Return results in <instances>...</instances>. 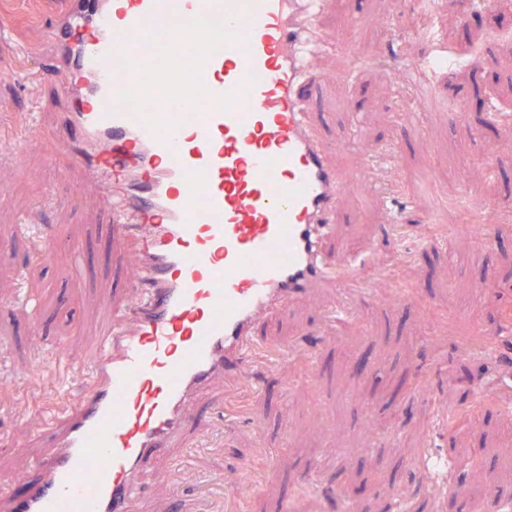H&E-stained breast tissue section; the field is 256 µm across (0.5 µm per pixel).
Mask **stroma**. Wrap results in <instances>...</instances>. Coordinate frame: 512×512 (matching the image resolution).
Masks as SVG:
<instances>
[{
	"label": "stroma",
	"instance_id": "obj_1",
	"mask_svg": "<svg viewBox=\"0 0 512 512\" xmlns=\"http://www.w3.org/2000/svg\"><path fill=\"white\" fill-rule=\"evenodd\" d=\"M16 16L13 39L0 41V113L38 108L42 122L54 118L52 94L45 83L16 78L15 47L26 43L31 62L44 45L41 28L48 20V0H0V12ZM450 34L459 52L469 53L440 82L441 106L398 137L399 114L412 112L404 90L407 66L428 51L424 41L404 40L400 31L414 23ZM324 31L338 36L354 53L395 61L394 69L368 68L337 82L344 57L335 49L317 55L312 66L320 76L308 94L313 121L332 146L331 165L349 176L338 199L336 234L324 253L348 261L372 290L350 317L329 326L327 315L336 298L328 288H309L281 315L260 324L257 339L268 345L306 336L315 347L313 362L289 361L263 380L267 396L256 397L253 418L243 420L217 457L225 484L239 482L257 444L277 455L260 488H245L249 512H278L282 499H296L298 512H328L323 497H298V485L313 465L342 457V468L322 472L333 488L362 486L360 512H383L402 505L405 512H475L473 487L491 485L496 498L484 512H512V468L501 449L512 445V412L502 404L512 399V362L494 357L476 361L462 354L456 339L473 324L498 328L504 310H512V122L495 128L477 120L485 97L512 98V44L502 33L512 31V7L494 4L473 10L471 0H433L425 16L415 14L414 0H330L321 20ZM397 149L395 161H379L369 181L353 183L363 158ZM439 182L463 184L474 206L490 224L493 245H480L473 226H461L449 239H437L412 265L415 302L391 300L381 269L395 248L389 216L393 201L379 196L376 185L398 184L412 192L411 173ZM82 176L59 173L36 133H28L26 154L15 160L0 147V434L13 435L39 452L44 443L43 415L75 399V392L34 387L17 374L39 357L46 344L66 339L68 359L81 362L100 314L99 299L109 293L110 263L103 252H121L124 265L135 264L116 240L98 233L106 221V204L93 190L80 202L69 197ZM52 187L55 203L41 219L58 248L44 273H29L25 259H36L37 243L24 232L36 196ZM85 248L91 276L75 275L70 249ZM43 336L28 333L31 318ZM367 370H358L359 358ZM474 410L475 431L448 428L449 407ZM398 416V436L370 433L373 421ZM452 456L447 478L427 476L412 463L417 454ZM166 454L145 464L144 512H170L166 484L171 473Z\"/></svg>",
	"mask_w": 512,
	"mask_h": 512
}]
</instances>
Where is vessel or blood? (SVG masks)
Segmentation results:
<instances>
[{
    "label": "vessel or blood",
    "mask_w": 512,
    "mask_h": 512,
    "mask_svg": "<svg viewBox=\"0 0 512 512\" xmlns=\"http://www.w3.org/2000/svg\"><path fill=\"white\" fill-rule=\"evenodd\" d=\"M326 0H56L43 32L58 116L41 129L61 170L78 169L112 206L99 232L138 260L122 311L102 299L88 356L63 371L59 345L26 382L66 372L79 386L49 428L24 496L0 512H142V466L172 447L212 380L256 387L286 352L253 344L259 320L308 285L340 305L369 295L322 243L344 190L307 110ZM206 30L185 51L181 23ZM435 43L418 72L447 70ZM174 472L224 476L208 448ZM169 496L179 512H224L225 498Z\"/></svg>",
    "instance_id": "obj_1"
}]
</instances>
